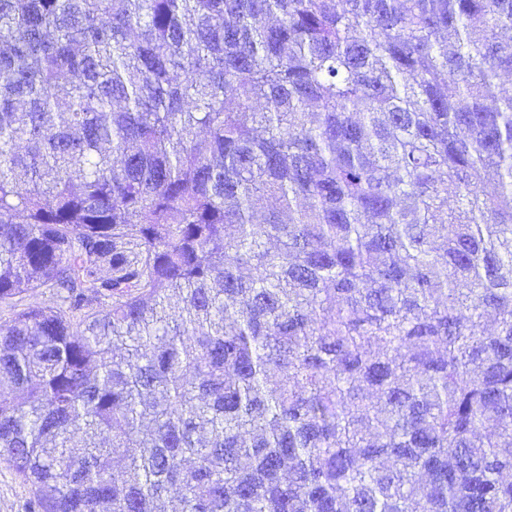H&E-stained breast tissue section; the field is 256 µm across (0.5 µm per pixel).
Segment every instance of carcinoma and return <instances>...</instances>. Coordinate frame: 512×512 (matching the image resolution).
<instances>
[{
	"label": "carcinoma",
	"instance_id": "obj_1",
	"mask_svg": "<svg viewBox=\"0 0 512 512\" xmlns=\"http://www.w3.org/2000/svg\"><path fill=\"white\" fill-rule=\"evenodd\" d=\"M505 73L512 0H0L33 512H512Z\"/></svg>",
	"mask_w": 512,
	"mask_h": 512
}]
</instances>
